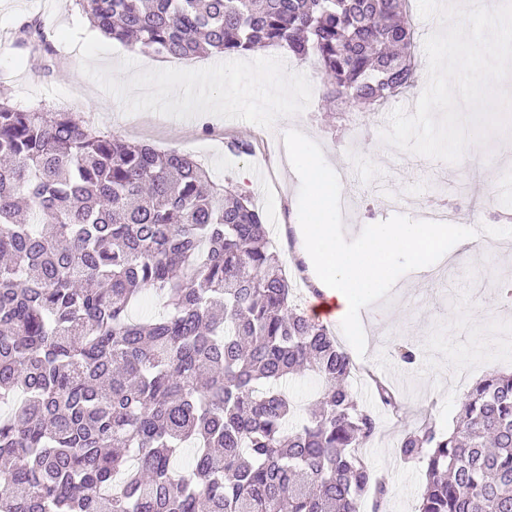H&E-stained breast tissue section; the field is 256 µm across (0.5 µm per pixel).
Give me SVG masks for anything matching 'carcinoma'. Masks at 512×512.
<instances>
[{
    "mask_svg": "<svg viewBox=\"0 0 512 512\" xmlns=\"http://www.w3.org/2000/svg\"><path fill=\"white\" fill-rule=\"evenodd\" d=\"M75 2L142 53L286 47L349 109L416 83L407 0ZM12 38L55 54L39 17ZM0 159V512H363L368 497L381 512L388 486L359 452L380 414L250 195L187 153L1 95ZM149 291L164 312L133 320ZM301 372L321 388L300 415L285 383ZM394 452L424 468L418 512H512V373L477 382L452 430L427 414Z\"/></svg>",
    "mask_w": 512,
    "mask_h": 512,
    "instance_id": "carcinoma-1",
    "label": "carcinoma"
}]
</instances>
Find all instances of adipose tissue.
Instances as JSON below:
<instances>
[{"instance_id": "ef3b65f1", "label": "adipose tissue", "mask_w": 512, "mask_h": 512, "mask_svg": "<svg viewBox=\"0 0 512 512\" xmlns=\"http://www.w3.org/2000/svg\"><path fill=\"white\" fill-rule=\"evenodd\" d=\"M290 156L306 174L305 222L298 228L303 256L321 294L315 313H327L337 322L348 321L355 301L373 288L396 278L399 264L429 268L445 258L449 247L469 243L465 228L452 224H380L356 250L336 240V183L332 168L308 152L306 138L288 144Z\"/></svg>"}]
</instances>
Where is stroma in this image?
<instances>
[{"instance_id": "obj_1", "label": "stroma", "mask_w": 512, "mask_h": 512, "mask_svg": "<svg viewBox=\"0 0 512 512\" xmlns=\"http://www.w3.org/2000/svg\"><path fill=\"white\" fill-rule=\"evenodd\" d=\"M32 16L43 18L52 32L86 20L73 0H0V35ZM55 48L47 74L40 57L28 50L11 43L0 48V86L6 87L14 106L77 112L102 132L193 155L214 180L242 186L264 208L271 237L294 259L300 256L295 226L302 222L305 206L303 176L288 157V143L296 136H306L311 153L336 169V231L347 249L357 248L373 225L422 222L414 202L440 191L445 183L466 179L468 195L460 223L467 227L480 218L485 236L503 240L499 253L449 254L423 282L413 273H402L400 287L374 289L365 299L362 329L328 324L353 358L369 352L367 369L390 383L400 397V412L382 414L380 435L362 453L389 479L384 512H415L424 476L394 455L401 430L417 424L427 410L443 429L454 428L459 400L476 381L512 371V303L498 297L500 283L512 279V223L498 222L478 206L494 186L512 181V159L501 151L502 146L512 147V136L501 137L497 149H467L464 160L455 165L397 150L381 140L389 124L388 110L360 113L361 130L353 132L348 115L331 113L325 106L315 61L295 60L279 47L262 48L257 55L282 58L289 71L307 76L313 93L305 111L278 119L272 127L211 114L189 120L153 112L129 114L120 100L81 75L78 50L60 42ZM112 48V53L100 55L99 66L114 67L123 58L136 60L144 69H195L217 62L211 55L198 61L165 59L118 42ZM235 138L249 141L252 154L231 153L226 144ZM245 170L262 172L264 189H256L254 180H241ZM406 344L417 353L410 366L396 356L397 348Z\"/></svg>"}]
</instances>
